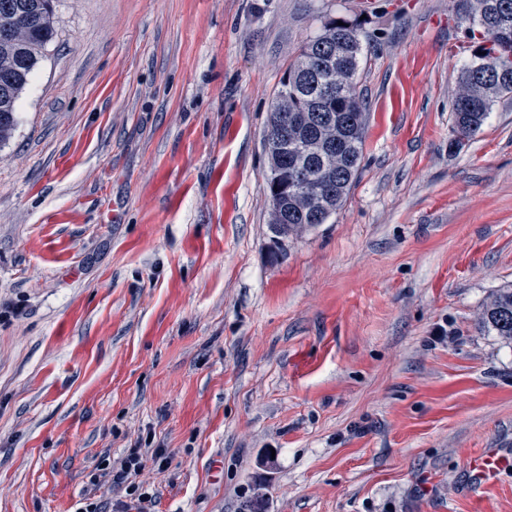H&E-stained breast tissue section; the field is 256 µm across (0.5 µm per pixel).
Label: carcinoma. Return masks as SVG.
Returning <instances> with one entry per match:
<instances>
[{"instance_id": "carcinoma-1", "label": "carcinoma", "mask_w": 512, "mask_h": 512, "mask_svg": "<svg viewBox=\"0 0 512 512\" xmlns=\"http://www.w3.org/2000/svg\"><path fill=\"white\" fill-rule=\"evenodd\" d=\"M468 22L466 37L473 47L472 62L461 72L458 91L451 103L455 144L479 133L492 106L512 99V0H460ZM0 144L10 140L17 125V101L29 78L55 39L58 20L52 0H0ZM359 23L330 18L320 32L301 48L285 72L275 95L266 140L278 126L288 123V151L268 154V170L288 179L289 166L298 161L312 168L316 181L323 180L322 164L315 155L321 128L334 122L336 169L327 207L308 208L288 191L281 200L283 220L271 223L279 237H288L304 224H323L347 200L363 159L367 112L364 97L327 101L323 82L342 75H356L366 46L358 33ZM479 329L512 344V288L495 289L484 304Z\"/></svg>"}]
</instances>
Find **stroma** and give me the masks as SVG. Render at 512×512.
Masks as SVG:
<instances>
[{"instance_id": "obj_1", "label": "stroma", "mask_w": 512, "mask_h": 512, "mask_svg": "<svg viewBox=\"0 0 512 512\" xmlns=\"http://www.w3.org/2000/svg\"><path fill=\"white\" fill-rule=\"evenodd\" d=\"M0 144V512H76L127 448L155 512H512V101L454 148L458 0H53ZM359 20L364 158L281 238L264 138L324 20ZM479 329L493 333L506 344H512V288L495 289L484 304L478 320ZM512 466V456L488 451L470 460L471 484L480 491L496 482L501 471Z\"/></svg>"}]
</instances>
